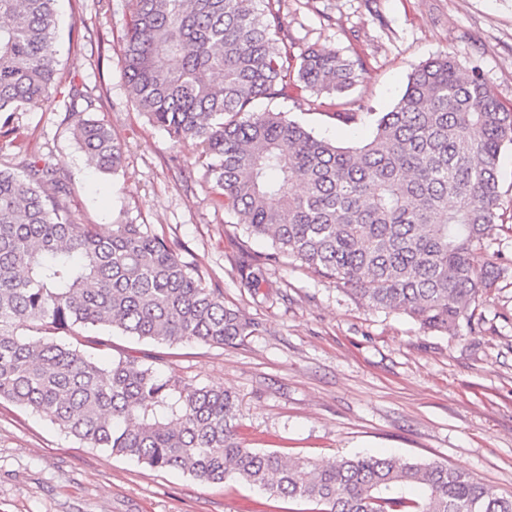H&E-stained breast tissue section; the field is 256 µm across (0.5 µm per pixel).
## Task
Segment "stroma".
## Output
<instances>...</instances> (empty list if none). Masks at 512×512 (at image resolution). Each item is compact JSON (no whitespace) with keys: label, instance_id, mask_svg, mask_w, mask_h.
<instances>
[{"label":"stroma","instance_id":"1","mask_svg":"<svg viewBox=\"0 0 512 512\" xmlns=\"http://www.w3.org/2000/svg\"><path fill=\"white\" fill-rule=\"evenodd\" d=\"M281 12L294 54L327 48L363 62L350 93L364 104L355 122H338L336 100L324 94L256 102V111L283 112L317 137L362 145L412 68L444 53L478 69L512 106V0H281ZM57 20L58 91L77 83L98 98L92 116L121 143L123 165L113 175L91 168L58 106L20 113V138H0V165L53 152L73 183L77 223L150 225L255 324L224 348L81 329L69 343L103 366L135 358L176 386L231 391L247 447L319 460L382 452L441 462L512 494V146L498 162L507 229L476 256L502 270L479 295L480 330L422 329L406 315L363 306L289 259L268 266L265 282L251 288L246 273L269 243L213 203L199 150L174 144L131 98L122 64L127 0H58ZM298 510L240 482L204 483L88 447L0 400V512Z\"/></svg>","mask_w":512,"mask_h":512}]
</instances>
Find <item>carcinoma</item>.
I'll return each mask as SVG.
<instances>
[{
	"instance_id": "obj_1",
	"label": "carcinoma",
	"mask_w": 512,
	"mask_h": 512,
	"mask_svg": "<svg viewBox=\"0 0 512 512\" xmlns=\"http://www.w3.org/2000/svg\"><path fill=\"white\" fill-rule=\"evenodd\" d=\"M56 0H0V137L18 115L56 99ZM128 0L123 75L138 109L207 164L218 203L273 252L246 275L291 259L362 304L454 334L501 269L474 263L504 225L498 160L512 145V110L476 70L446 53L413 69L376 120L372 139L339 147L259 98L293 86L345 99L361 66L331 49L288 53L281 0ZM221 82H212V76ZM65 118L91 164L121 167L92 94L71 85ZM68 174L53 154L0 167V399L44 415L74 438L153 468L221 484L236 479L322 512H512L497 494L442 463L393 456L332 461L248 448L235 396L183 387L135 359L102 367L51 337L17 333L109 328L158 343L229 346L251 323L147 224L105 232L74 223Z\"/></svg>"
}]
</instances>
